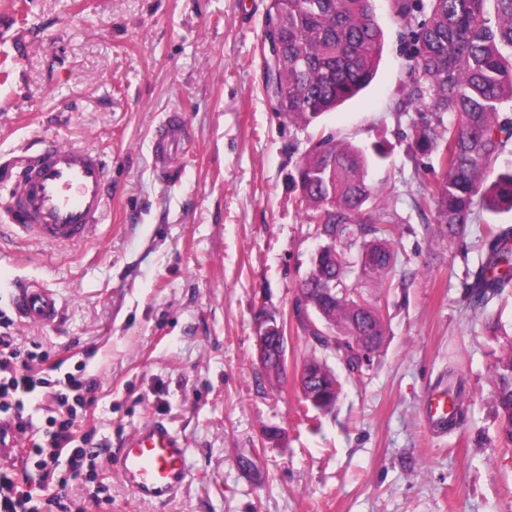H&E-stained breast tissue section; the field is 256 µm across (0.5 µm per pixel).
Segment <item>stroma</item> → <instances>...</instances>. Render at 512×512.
<instances>
[{
    "label": "stroma",
    "instance_id": "35a3bbf8",
    "mask_svg": "<svg viewBox=\"0 0 512 512\" xmlns=\"http://www.w3.org/2000/svg\"><path fill=\"white\" fill-rule=\"evenodd\" d=\"M266 3L0 0V164L45 140L112 160L104 222L69 248L5 229L0 185V309L19 279L58 290L60 322L13 332L61 372L83 362L97 376L87 425L98 442L121 448L150 419L184 440L188 482L163 504L99 468L110 512H512L492 383L512 347V292L475 313L463 282L482 224L450 240L415 207L441 166L410 148L417 113L395 109L413 65L407 31L391 0H374L384 32L374 81L306 126L264 92ZM171 112L185 143L164 181L154 134ZM326 136L390 149L369 172L395 223L390 285L358 284L386 333L358 372L315 348L298 302L317 241L294 180ZM268 317L288 336L281 377L257 354ZM312 352L342 384L326 412L306 409L295 383ZM452 376L464 420L436 432L425 398Z\"/></svg>",
    "mask_w": 512,
    "mask_h": 512
}]
</instances>
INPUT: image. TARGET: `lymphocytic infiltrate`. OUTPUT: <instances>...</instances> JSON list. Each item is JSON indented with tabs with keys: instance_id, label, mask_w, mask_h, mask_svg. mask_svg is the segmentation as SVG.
I'll return each instance as SVG.
<instances>
[{
	"instance_id": "f902f5d3",
	"label": "lymphocytic infiltrate",
	"mask_w": 512,
	"mask_h": 512,
	"mask_svg": "<svg viewBox=\"0 0 512 512\" xmlns=\"http://www.w3.org/2000/svg\"><path fill=\"white\" fill-rule=\"evenodd\" d=\"M12 326V319L0 311V416L21 437L24 469L0 467V512H84L68 494L77 478L94 484V504L108 512L112 497L94 483L103 462L101 446L94 430L83 427L97 400L98 380L82 364L63 379H52L49 351L25 348ZM32 395L47 413L45 426L24 413V400Z\"/></svg>"
}]
</instances>
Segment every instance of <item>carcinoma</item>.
Here are the masks:
<instances>
[{
  "mask_svg": "<svg viewBox=\"0 0 512 512\" xmlns=\"http://www.w3.org/2000/svg\"><path fill=\"white\" fill-rule=\"evenodd\" d=\"M417 0H394V15L410 28L414 46L412 79L397 110L429 112L412 125L413 152L440 155L441 177L415 200L434 212L450 239L464 234L484 213L512 212V164L495 163L512 139V120L501 118L512 103V0H430L424 18ZM266 21L275 22L280 45L266 92L279 87L287 97L280 111L309 125L355 97L372 81L382 54V30L373 0H270ZM456 116L445 125L443 113ZM387 158L383 145L372 150L327 139L310 151L297 169L299 203L316 231L336 239L333 251L319 257L323 270L306 282L310 304L321 307L327 335L310 332L320 345L337 337L347 364L362 366L361 346L382 344L385 326L376 309L358 291L361 278L387 288L394 259L391 217L375 204L378 190L368 169ZM359 248L366 269L352 277L345 251ZM482 259L464 288L474 310L484 311L512 288V226L492 224L482 239ZM336 276V288L324 294L322 279ZM309 389L327 410L341 385L327 365ZM493 384L502 414V438L512 445V348L493 366Z\"/></svg>",
  "mask_w": 512,
  "mask_h": 512,
  "instance_id": "carcinoma-1",
  "label": "carcinoma"
}]
</instances>
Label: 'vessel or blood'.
Wrapping results in <instances>:
<instances>
[{"label": "vessel or blood", "mask_w": 512, "mask_h": 512, "mask_svg": "<svg viewBox=\"0 0 512 512\" xmlns=\"http://www.w3.org/2000/svg\"><path fill=\"white\" fill-rule=\"evenodd\" d=\"M182 129L176 116L159 127L155 144L161 177H169L165 161L178 149ZM23 178L8 195V213L17 238L53 246L87 241L105 213L111 164L100 152L78 146L42 143L22 156ZM17 321L25 326H50L60 317L61 300L55 289L38 281L15 286L10 301ZM453 405L444 394L432 395L426 415L430 422L447 421ZM106 465L137 496L165 502L188 479L187 450L166 424L143 423L123 448L107 455Z\"/></svg>", "instance_id": "b4317fda"}]
</instances>
